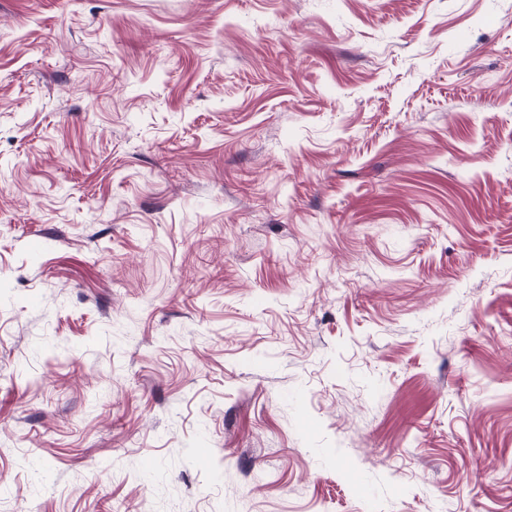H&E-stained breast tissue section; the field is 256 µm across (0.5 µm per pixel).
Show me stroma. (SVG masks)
<instances>
[{
  "label": "stroma",
  "mask_w": 512,
  "mask_h": 512,
  "mask_svg": "<svg viewBox=\"0 0 512 512\" xmlns=\"http://www.w3.org/2000/svg\"><path fill=\"white\" fill-rule=\"evenodd\" d=\"M26 503L512 512V0H0Z\"/></svg>",
  "instance_id": "35a3bbf8"
}]
</instances>
